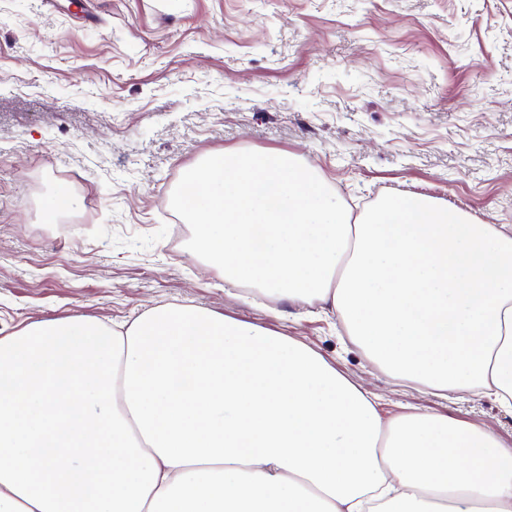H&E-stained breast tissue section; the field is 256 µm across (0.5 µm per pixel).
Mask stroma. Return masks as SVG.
Segmentation results:
<instances>
[{
	"label": "stroma",
	"instance_id": "1",
	"mask_svg": "<svg viewBox=\"0 0 512 512\" xmlns=\"http://www.w3.org/2000/svg\"><path fill=\"white\" fill-rule=\"evenodd\" d=\"M296 155L353 214L425 195L512 225V0H0V337L166 304L300 340L377 396L491 428L512 411L376 368L331 311L229 294L171 247L186 172ZM73 213L46 222L58 188Z\"/></svg>",
	"mask_w": 512,
	"mask_h": 512
}]
</instances>
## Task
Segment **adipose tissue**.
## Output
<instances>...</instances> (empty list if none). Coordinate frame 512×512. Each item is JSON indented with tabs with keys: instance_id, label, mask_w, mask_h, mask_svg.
I'll return each mask as SVG.
<instances>
[{
	"instance_id": "adipose-tissue-1",
	"label": "adipose tissue",
	"mask_w": 512,
	"mask_h": 512,
	"mask_svg": "<svg viewBox=\"0 0 512 512\" xmlns=\"http://www.w3.org/2000/svg\"><path fill=\"white\" fill-rule=\"evenodd\" d=\"M225 283L336 311L398 380L512 408V227L428 197L359 218L296 157L209 156L183 183ZM0 512H512V446L372 393L301 341L158 306L0 337Z\"/></svg>"
}]
</instances>
